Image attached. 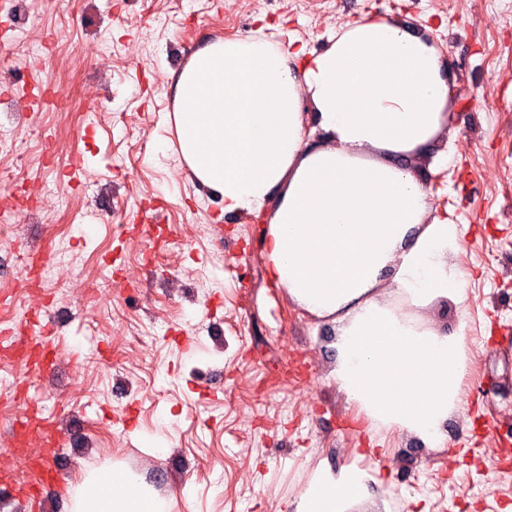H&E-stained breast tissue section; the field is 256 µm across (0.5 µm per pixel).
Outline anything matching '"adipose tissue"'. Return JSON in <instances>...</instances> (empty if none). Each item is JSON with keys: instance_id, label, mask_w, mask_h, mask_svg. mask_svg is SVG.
Returning a JSON list of instances; mask_svg holds the SVG:
<instances>
[{"instance_id": "obj_1", "label": "adipose tissue", "mask_w": 512, "mask_h": 512, "mask_svg": "<svg viewBox=\"0 0 512 512\" xmlns=\"http://www.w3.org/2000/svg\"><path fill=\"white\" fill-rule=\"evenodd\" d=\"M306 87L325 143L305 142ZM448 117L438 55L398 23L373 17L321 52L265 38L225 39L195 52L176 81L181 160L228 213L265 216L270 282L336 328L332 378L375 426L429 445L461 403L463 333L426 313L464 300L448 262L460 231L431 213L428 193L397 162ZM379 465L317 471L293 512H349L382 485ZM120 466L88 467L73 512H168Z\"/></svg>"}]
</instances>
